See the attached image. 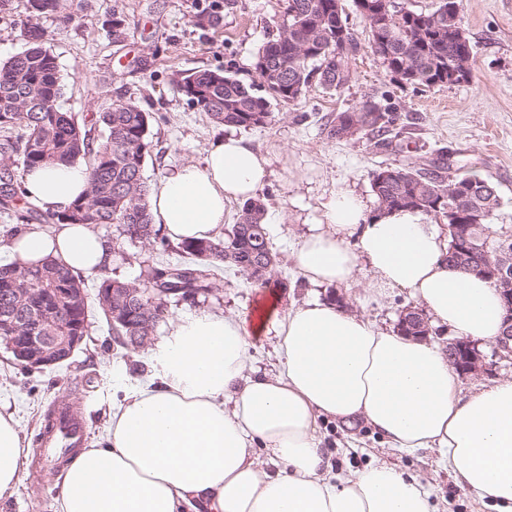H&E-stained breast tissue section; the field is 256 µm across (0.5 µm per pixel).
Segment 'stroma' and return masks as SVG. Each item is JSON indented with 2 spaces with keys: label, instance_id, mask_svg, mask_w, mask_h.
Wrapping results in <instances>:
<instances>
[{
  "label": "stroma",
  "instance_id": "35a3bbf8",
  "mask_svg": "<svg viewBox=\"0 0 512 512\" xmlns=\"http://www.w3.org/2000/svg\"><path fill=\"white\" fill-rule=\"evenodd\" d=\"M195 6L196 0H74L70 21L54 14L37 19L63 78V111L89 120L125 95L152 113L153 150L145 166L151 182L181 163L201 160L211 141L230 132L187 103L176 86V74L210 69L247 84L256 82L255 54L282 23L285 2L224 0L223 24L209 30L192 24ZM116 12L127 18L119 40L111 35ZM27 16L26 0H8L0 8L1 61L26 49L22 28ZM463 17L475 47L468 81L429 88L398 81L373 55L368 26L353 12L349 23L361 48L347 61L351 82L335 91L315 84L296 101H271L267 125L239 129V136L272 157V173L260 195L266 203L277 271L264 287L251 284L242 273L224 271L212 292L201 299V310L248 317L274 295L281 297L285 309L337 296L346 311L392 331L399 313L417 304L407 291L367 293L371 274L365 268L349 288L310 285L295 267L291 249L309 225L317 223L321 204L333 191L351 190L368 209H375L371 182L376 169L419 167L442 147L455 150V164L465 173L496 185L501 204L489 219L491 226H512V0H463ZM381 97L407 115L408 148L381 154L365 138L327 137L323 126L337 112ZM99 232L115 249L109 275L140 279V263L155 253V246L121 238L109 225ZM88 322L89 332L73 357L53 370H23L0 348V404L13 413L28 450L19 466L17 490L0 501V512H55L62 473L46 474L34 452L43 416L55 403L68 401L84 416L86 442L94 445L106 435L113 402L123 398L128 386L151 375L155 339L136 350L120 346L94 302ZM478 347L484 369L458 377L457 391L463 399L479 387L512 381V361L500 359L493 342L482 340ZM318 436L330 473L347 475L385 464L428 486L441 512H494L459 490L437 449L405 454L390 448L367 425L350 428L328 418L319 420Z\"/></svg>",
  "mask_w": 512,
  "mask_h": 512
}]
</instances>
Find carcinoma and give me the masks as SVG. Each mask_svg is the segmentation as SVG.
<instances>
[{
  "instance_id": "carcinoma-1",
  "label": "carcinoma",
  "mask_w": 512,
  "mask_h": 512,
  "mask_svg": "<svg viewBox=\"0 0 512 512\" xmlns=\"http://www.w3.org/2000/svg\"><path fill=\"white\" fill-rule=\"evenodd\" d=\"M372 13L354 9L369 28L373 53L383 55V66L403 71L405 82L416 87L445 84L448 75L462 68L472 75L473 46L463 28L462 0H437L430 12L403 9L395 0H370ZM68 0H27L29 18L43 14L64 15ZM224 20L222 0L199 5L192 16L200 29H215ZM344 30L352 49L358 42L349 26L342 0H288L287 19L272 39L258 50L255 68L259 87L210 69L184 74L177 80L188 104L207 113L219 124L251 128L267 124L271 118L270 100L293 102L311 86L312 79L325 90H338L351 81L344 69V83L336 80V32ZM23 36L29 43L24 52L0 62V214L13 223L5 225L8 244L21 233L40 225L87 224L92 228L109 224L119 236L132 242L155 243L160 229L152 222L148 208L150 183L144 177L150 156L151 113L138 102L119 97L98 115V135L81 127L72 114L62 111L63 78L52 52L43 45V32L36 23L24 24ZM358 125L372 136L381 152L401 146L407 124L402 114L388 104L367 100L355 109L336 113L327 135L342 139V131ZM453 152L441 150L425 166L395 167V176L384 178L383 169L373 173L371 188L377 211L417 208L428 214L448 217L454 195L475 185L473 208L486 217L499 205L495 186L485 190L483 180L449 175ZM84 164L90 171V191L61 214H47L27 196L24 177L28 171L47 164ZM266 204L258 197L243 204L238 221L226 238L186 242L178 246L181 259L143 261L147 285L105 275L98 288H128L134 296L123 301L126 313L137 323L156 330L171 303H196L198 296H186L181 289L209 291L216 272L228 267L243 271V264L269 265L264 284L274 272L276 254L267 238L263 222ZM480 242L506 245L512 250V228L492 229L487 220L472 230ZM82 276L49 261L36 266H0V343L10 331L5 329L16 305L29 300L41 288H82ZM15 289L6 302L4 289Z\"/></svg>"
}]
</instances>
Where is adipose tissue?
<instances>
[{
	"label": "adipose tissue",
	"instance_id": "obj_1",
	"mask_svg": "<svg viewBox=\"0 0 512 512\" xmlns=\"http://www.w3.org/2000/svg\"><path fill=\"white\" fill-rule=\"evenodd\" d=\"M270 164L244 139L217 138L202 161L153 183V220L177 243L214 238L227 203L256 198ZM25 186L58 213L86 194L89 176L78 164L47 165L28 172ZM321 208L294 252L306 281L347 286L364 263L372 292L408 290L435 325L496 339L498 290L449 266L448 240L427 214L371 213L343 190ZM48 260L92 273L111 266L112 251L85 224L29 230L0 248V266ZM260 334L277 340L276 373L252 367L249 338ZM152 360L155 380L113 406L105 444L67 465L56 512H436L429 490L390 466L326 478L321 417L364 422L403 453L437 449L464 493L512 512V381L458 398L437 344L311 301L283 315L266 307L253 324L206 311L178 315ZM260 446L277 471L258 461ZM23 453L17 422L0 407V500L15 492Z\"/></svg>",
	"mask_w": 512,
	"mask_h": 512
}]
</instances>
